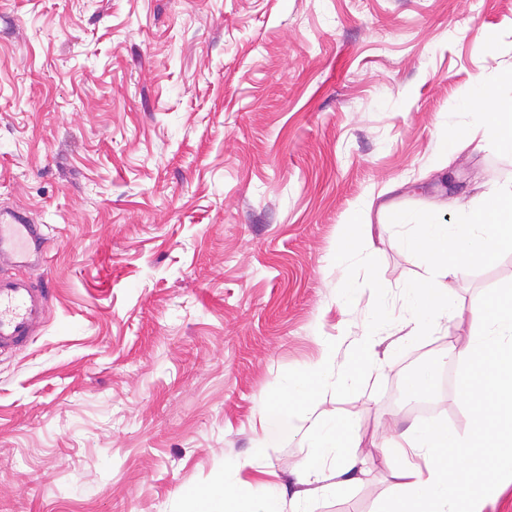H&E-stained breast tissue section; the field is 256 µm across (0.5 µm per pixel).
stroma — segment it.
<instances>
[{
  "label": "stroma",
  "instance_id": "stroma-1",
  "mask_svg": "<svg viewBox=\"0 0 512 512\" xmlns=\"http://www.w3.org/2000/svg\"><path fill=\"white\" fill-rule=\"evenodd\" d=\"M509 72L512 0H0V209L48 245L46 322L0 354V512H193L228 457L230 495L378 512L381 451L419 419L403 365L447 369L512 253L450 277L460 317L403 349L421 260L388 224L337 267L341 226L370 197L449 222L512 181L483 138L438 143ZM380 304L391 325L357 346ZM341 336L360 376L321 407L365 463L327 471L332 493L297 483L299 437L253 448L277 381Z\"/></svg>",
  "mask_w": 512,
  "mask_h": 512
}]
</instances>
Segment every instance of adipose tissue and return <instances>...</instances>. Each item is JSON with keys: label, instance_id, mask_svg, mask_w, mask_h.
<instances>
[{"label": "adipose tissue", "instance_id": "obj_1", "mask_svg": "<svg viewBox=\"0 0 512 512\" xmlns=\"http://www.w3.org/2000/svg\"><path fill=\"white\" fill-rule=\"evenodd\" d=\"M460 111L473 121L447 122L439 136L444 152L475 132H482L498 151L512 154V81L496 93L462 99ZM340 345L325 347L313 368L312 380L286 378L276 395L265 402L267 430L254 447L262 454L283 432L299 434L309 457L298 480L322 482L323 461L335 459L341 474L356 469L359 438L345 417L319 411L317 401L330 383H353L357 376L338 357ZM463 402L472 432L459 436L441 423H415L398 433L384 452L394 465L396 482L381 512H458L459 500L469 496L472 512H482L498 485L490 475L512 481V284L494 291L474 312L467 338L457 351ZM198 512H284L277 493L249 502H234L218 487L197 502Z\"/></svg>", "mask_w": 512, "mask_h": 512}]
</instances>
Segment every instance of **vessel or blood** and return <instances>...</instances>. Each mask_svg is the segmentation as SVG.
<instances>
[{
    "mask_svg": "<svg viewBox=\"0 0 512 512\" xmlns=\"http://www.w3.org/2000/svg\"><path fill=\"white\" fill-rule=\"evenodd\" d=\"M44 241L25 212L0 210V353L23 346L45 321L47 292L22 273Z\"/></svg>",
    "mask_w": 512,
    "mask_h": 512,
    "instance_id": "vessel-or-blood-1",
    "label": "vessel or blood"
}]
</instances>
